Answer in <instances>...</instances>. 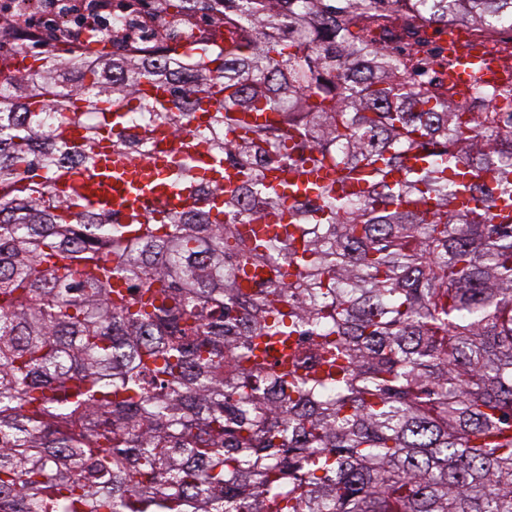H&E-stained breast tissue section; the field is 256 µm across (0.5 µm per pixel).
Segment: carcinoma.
I'll return each instance as SVG.
<instances>
[{
	"mask_svg": "<svg viewBox=\"0 0 512 512\" xmlns=\"http://www.w3.org/2000/svg\"><path fill=\"white\" fill-rule=\"evenodd\" d=\"M175 6L222 44L47 49L0 80V512H512V112L412 89L364 24L512 27V0ZM214 93L201 134L240 184L169 181L219 214L121 221L50 191L105 133L118 158L194 135ZM130 100L139 122L112 111ZM281 141L289 187L335 180L285 205Z\"/></svg>",
	"mask_w": 512,
	"mask_h": 512,
	"instance_id": "carcinoma-1",
	"label": "carcinoma"
}]
</instances>
